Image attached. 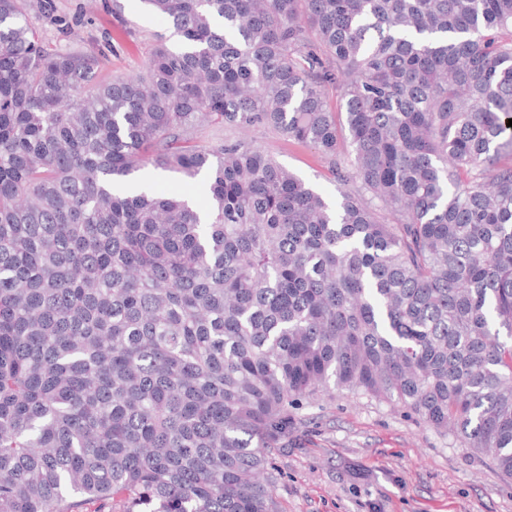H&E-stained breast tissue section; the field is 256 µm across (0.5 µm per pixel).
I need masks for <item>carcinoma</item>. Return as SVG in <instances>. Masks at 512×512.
I'll list each match as a JSON object with an SVG mask.
<instances>
[{
  "instance_id": "carcinoma-1",
  "label": "carcinoma",
  "mask_w": 512,
  "mask_h": 512,
  "mask_svg": "<svg viewBox=\"0 0 512 512\" xmlns=\"http://www.w3.org/2000/svg\"><path fill=\"white\" fill-rule=\"evenodd\" d=\"M25 2L0 0V512H277L273 444L338 390L512 477V0H139L175 42L103 80ZM207 126L316 150L336 202ZM157 192L179 193L195 200H202L203 190L196 181H184L170 177H159L154 185Z\"/></svg>"
}]
</instances>
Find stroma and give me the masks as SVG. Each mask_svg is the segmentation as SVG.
<instances>
[{"mask_svg":"<svg viewBox=\"0 0 512 512\" xmlns=\"http://www.w3.org/2000/svg\"><path fill=\"white\" fill-rule=\"evenodd\" d=\"M27 0V20L40 39L86 51L105 77L142 72L169 21L131 0ZM249 140L335 200L320 155L268 129ZM277 479V512H512V478L482 455L458 447L403 410L366 397L337 394L296 412V426L269 458Z\"/></svg>","mask_w":512,"mask_h":512,"instance_id":"obj_1","label":"stroma"}]
</instances>
